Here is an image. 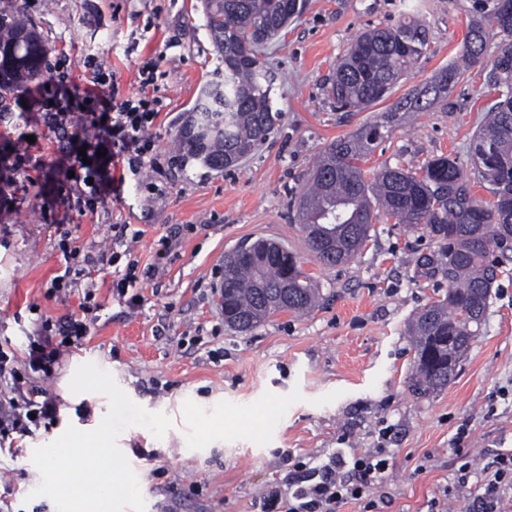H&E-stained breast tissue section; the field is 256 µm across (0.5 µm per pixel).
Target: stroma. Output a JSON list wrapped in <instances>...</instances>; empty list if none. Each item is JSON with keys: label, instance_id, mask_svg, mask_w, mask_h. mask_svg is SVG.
Segmentation results:
<instances>
[{"label": "stroma", "instance_id": "stroma-1", "mask_svg": "<svg viewBox=\"0 0 512 512\" xmlns=\"http://www.w3.org/2000/svg\"><path fill=\"white\" fill-rule=\"evenodd\" d=\"M301 2V14L258 49L274 77L279 127L220 172L181 163L176 148L217 65L201 0H0V16L31 21L48 48L41 78L0 97V346L20 357L38 337L63 340L71 318L86 323L51 377L19 371L20 393L45 389L59 413L15 436L21 456L0 454V512H58L55 488L35 466L59 422L91 417L89 403L64 400L60 387L80 357L98 363V386L112 395V457L124 471L101 476L136 479L112 512H254L296 462L314 466L339 448L387 450L374 493L381 512H428L443 489L446 512H477V486L458 485L462 454L478 468L512 454V270L495 284L453 382L420 397L409 388L406 329L434 298L415 278L428 234L379 217L361 255L330 268L289 206L320 151L385 109L340 112L326 94L353 38L409 16L426 24L427 55L395 85L399 98L460 59L473 0ZM144 66L154 86L142 87ZM95 67L101 83L91 94L84 77ZM115 92L161 102L149 128L155 162L121 194L107 186L90 199L75 157ZM487 102L473 66L447 99L385 128L364 169L414 170L441 154L468 162ZM116 224L138 232L130 252L104 259L61 296L52 281L63 272L62 244L110 248ZM258 239L295 253L321 297L305 314L281 313L244 334L225 326L217 294L225 254ZM130 268L141 296L134 306L112 293ZM200 408L219 410L221 436L196 435Z\"/></svg>", "mask_w": 512, "mask_h": 512}]
</instances>
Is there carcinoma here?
Instances as JSON below:
<instances>
[{"label":"carcinoma","instance_id":"carcinoma-1","mask_svg":"<svg viewBox=\"0 0 512 512\" xmlns=\"http://www.w3.org/2000/svg\"><path fill=\"white\" fill-rule=\"evenodd\" d=\"M512 0H473L462 56L481 65L488 92L498 94L490 118L472 139V173L457 158L439 155L420 169L385 166L366 180L361 163L384 138L381 129L399 112H422L465 81L450 64L422 87L393 102L386 123H370L330 142L309 171L308 191L291 200L312 253L327 267L353 260L370 237L378 213L426 231L434 249L420 255L416 277L440 285L436 300L408 324L413 339L412 391L430 394L455 378L463 354L479 335L492 288L512 261ZM206 28L216 46L224 84L209 83L205 100L179 131L183 163L233 168L274 133L272 79L257 47L288 26L297 0H204ZM500 40L490 59L487 30ZM428 31L416 19L362 31L337 61L326 89L336 109L357 112L391 95L392 88L426 55ZM47 47L36 28L17 16L0 18V91L40 76ZM477 180L493 201L473 194ZM224 324L248 333L280 313L315 306L320 289L293 253L272 257L264 243L224 257Z\"/></svg>","mask_w":512,"mask_h":512}]
</instances>
